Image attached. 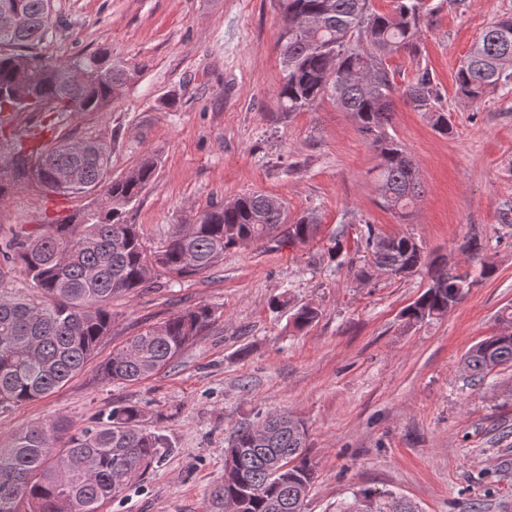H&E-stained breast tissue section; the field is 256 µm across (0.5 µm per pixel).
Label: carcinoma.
<instances>
[{
    "label": "carcinoma",
    "mask_w": 512,
    "mask_h": 512,
    "mask_svg": "<svg viewBox=\"0 0 512 512\" xmlns=\"http://www.w3.org/2000/svg\"><path fill=\"white\" fill-rule=\"evenodd\" d=\"M50 0H0V12L15 22L0 25V112H99L124 94L133 73L108 48L62 62L41 60L34 49L55 26ZM280 33L282 82L275 98L280 112H305L324 100L349 113L374 151L378 205L407 216L422 193L418 168L389 132L395 98L429 117L435 130L452 132L434 73L420 67L397 86L388 58L419 51L421 25L432 23L425 0H393L381 13L373 0H283ZM512 91V15L503 13L476 39L455 73V93L472 104L495 90ZM110 149L102 141L61 142L44 151L19 148L0 159V199L20 182L66 195L56 183L69 171L81 190L105 189V203L87 222L78 210L52 224L20 230L0 253L20 267L35 289L32 297L0 291V410L49 397L78 376L112 328V298L134 293L160 276L185 279L224 261V252L268 239L286 225L285 238L305 243L318 231L311 213L290 218L280 198L250 192L229 205H213L193 224H175L155 250L139 227L126 220L157 169L154 158L109 183L103 178ZM380 261L393 275L409 277L426 265L429 287L405 311L410 322L443 317L471 282L448 273L441 261L425 264L410 236L376 235ZM487 243L466 238L461 251L489 277ZM322 315L301 305L290 315L302 330ZM206 305L184 309L130 337L96 369L99 382H138L157 374L192 345L211 321ZM472 379L512 368V331L488 336L463 359ZM141 406L122 403L75 427L65 417L29 424L0 442V512H102L134 481L154 468L171 448L165 435L142 426ZM270 436L254 442L256 425L238 427L224 449V483L212 492L215 508L231 512H303L314 480L306 454L305 423L289 414L268 415ZM339 512H416L411 503L364 496Z\"/></svg>",
    "instance_id": "carcinoma-1"
}]
</instances>
